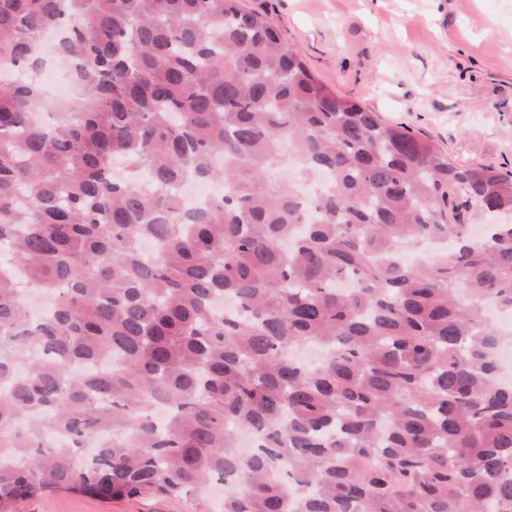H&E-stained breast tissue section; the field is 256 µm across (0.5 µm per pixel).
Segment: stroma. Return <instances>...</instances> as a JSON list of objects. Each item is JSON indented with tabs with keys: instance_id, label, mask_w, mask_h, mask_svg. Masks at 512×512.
I'll list each match as a JSON object with an SVG mask.
<instances>
[{
	"instance_id": "35a3bbf8",
	"label": "stroma",
	"mask_w": 512,
	"mask_h": 512,
	"mask_svg": "<svg viewBox=\"0 0 512 512\" xmlns=\"http://www.w3.org/2000/svg\"><path fill=\"white\" fill-rule=\"evenodd\" d=\"M340 94L460 165L512 170V0H242ZM211 499L46 490L13 512H216Z\"/></svg>"
}]
</instances>
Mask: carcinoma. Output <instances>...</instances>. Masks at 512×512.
I'll list each match as a JSON object with an SVG mask.
<instances>
[{
  "label": "carcinoma",
  "instance_id": "obj_1",
  "mask_svg": "<svg viewBox=\"0 0 512 512\" xmlns=\"http://www.w3.org/2000/svg\"><path fill=\"white\" fill-rule=\"evenodd\" d=\"M52 25L82 99L39 125ZM506 213L512 173L338 94L241 0H0V512L222 481L218 512H512ZM220 191L219 187L211 184L190 183L179 186L176 195L186 207L198 206L201 202L209 200Z\"/></svg>",
  "mask_w": 512,
  "mask_h": 512
}]
</instances>
